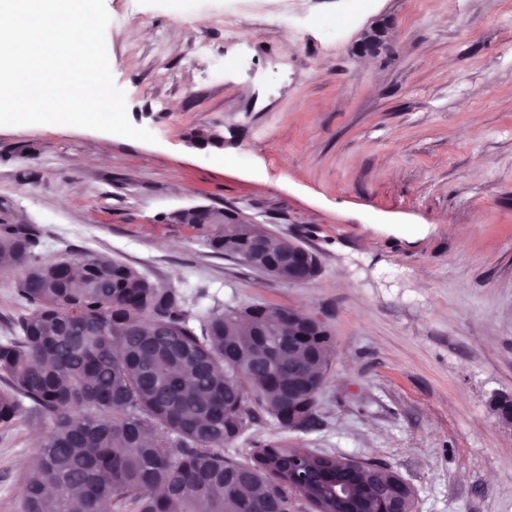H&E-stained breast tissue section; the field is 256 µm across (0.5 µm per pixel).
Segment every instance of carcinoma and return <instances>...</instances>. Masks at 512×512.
<instances>
[{
	"instance_id": "carcinoma-1",
	"label": "carcinoma",
	"mask_w": 512,
	"mask_h": 512,
	"mask_svg": "<svg viewBox=\"0 0 512 512\" xmlns=\"http://www.w3.org/2000/svg\"><path fill=\"white\" fill-rule=\"evenodd\" d=\"M259 238L276 255L286 240L259 224L214 225L206 240L235 256ZM30 224L0 223V274H13L23 313L0 340V427L29 400L45 436L22 476L23 512H338L288 486L300 461L330 486L353 473L346 458L272 441L238 460L231 447L259 407L288 430V409L320 425L318 392L288 401V385L328 375L331 337L253 335L239 307L191 309L176 288L124 263L79 253L43 260Z\"/></svg>"
}]
</instances>
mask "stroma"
<instances>
[{
  "mask_svg": "<svg viewBox=\"0 0 512 512\" xmlns=\"http://www.w3.org/2000/svg\"><path fill=\"white\" fill-rule=\"evenodd\" d=\"M105 0L106 50L155 143L0 125V222L45 260L91 253L227 305L320 318L334 361L320 425L281 440L374 460L415 512H512V6L506 0ZM235 25L225 29V16ZM379 45L364 53V34ZM220 132L223 147L192 146ZM224 208L314 252L289 285L171 220ZM42 416L0 429V512H21Z\"/></svg>",
  "mask_w": 512,
  "mask_h": 512,
  "instance_id": "35a3bbf8",
  "label": "stroma"
}]
</instances>
